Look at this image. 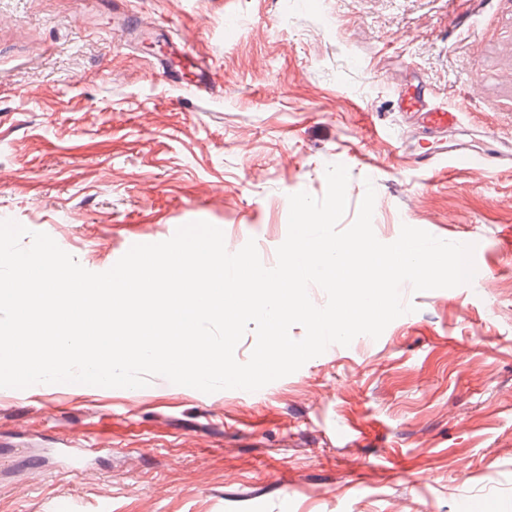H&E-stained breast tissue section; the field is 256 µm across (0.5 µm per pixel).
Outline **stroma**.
<instances>
[{
    "mask_svg": "<svg viewBox=\"0 0 512 512\" xmlns=\"http://www.w3.org/2000/svg\"><path fill=\"white\" fill-rule=\"evenodd\" d=\"M418 80L512 143V0H0V220L85 269L197 220L274 266L289 195L342 164L341 227L371 184L381 242L407 224L482 273L403 285L379 339L254 392L0 388V512H512V164L419 168ZM72 436L98 461L36 465Z\"/></svg>",
    "mask_w": 512,
    "mask_h": 512,
    "instance_id": "1",
    "label": "stroma"
}]
</instances>
